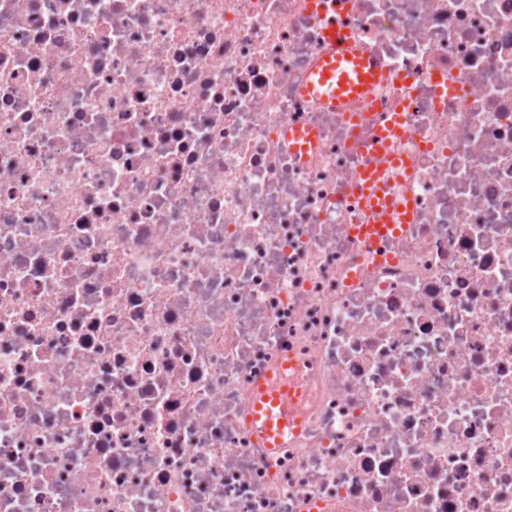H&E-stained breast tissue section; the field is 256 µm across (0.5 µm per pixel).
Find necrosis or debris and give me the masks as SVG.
<instances>
[{"label": "necrosis or debris", "mask_w": 512, "mask_h": 512, "mask_svg": "<svg viewBox=\"0 0 512 512\" xmlns=\"http://www.w3.org/2000/svg\"><path fill=\"white\" fill-rule=\"evenodd\" d=\"M0 512H512V0H0ZM331 52L323 58L316 70V81L310 83V91L321 101L336 105L365 94L378 79V68L360 56L351 44L336 46V33L328 34ZM362 188L365 200L368 199L371 201V204L374 205V223H383L387 220V216L385 214H381V209L376 205L377 198H382L383 195V186L381 182L377 179V174L373 173L371 170H367L362 174ZM260 389L261 400L263 403H269L270 408L265 409L260 405L261 412L254 417L253 425L266 446L275 449L282 444L288 434L296 431L299 424L297 417L290 411L295 395H288L279 389L271 390L265 385Z\"/></svg>", "instance_id": "necrosis-or-debris-1"}]
</instances>
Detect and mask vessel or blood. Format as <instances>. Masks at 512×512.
<instances>
[{
  "label": "vessel or blood",
  "instance_id": "vessel-or-blood-1",
  "mask_svg": "<svg viewBox=\"0 0 512 512\" xmlns=\"http://www.w3.org/2000/svg\"><path fill=\"white\" fill-rule=\"evenodd\" d=\"M378 74V68L370 60L343 42L334 46L320 62L309 89L321 101L336 106L365 94L376 83ZM261 399L264 408L256 414L253 425L266 446L275 448L299 424L290 411L293 398L265 386L261 389Z\"/></svg>",
  "mask_w": 512,
  "mask_h": 512
}]
</instances>
